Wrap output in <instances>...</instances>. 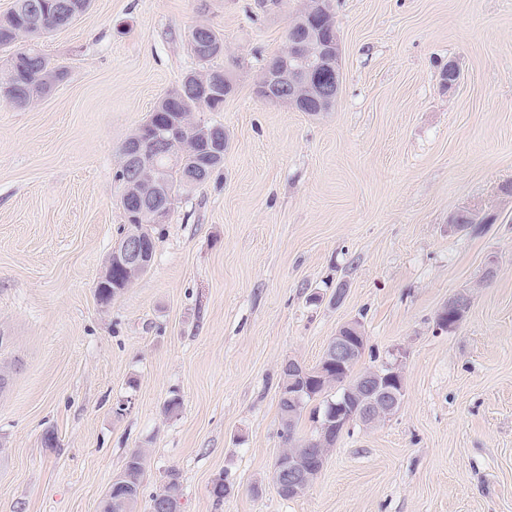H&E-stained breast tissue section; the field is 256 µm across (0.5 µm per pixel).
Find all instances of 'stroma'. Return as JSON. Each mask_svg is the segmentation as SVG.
<instances>
[{"mask_svg":"<svg viewBox=\"0 0 512 512\" xmlns=\"http://www.w3.org/2000/svg\"><path fill=\"white\" fill-rule=\"evenodd\" d=\"M302 7L91 0L39 42L65 80L0 100V512H99L139 448L136 512L172 470L177 512H512V0H330L342 88L317 115L255 95ZM198 24L223 34L236 79L223 111L196 114L223 124L224 166L101 304L121 146L198 69ZM467 205L486 222L450 225ZM460 294L461 321L439 329ZM351 320L356 372L399 361L402 406L351 423L282 498L280 366H316Z\"/></svg>","mask_w":512,"mask_h":512,"instance_id":"stroma-1","label":"stroma"}]
</instances>
